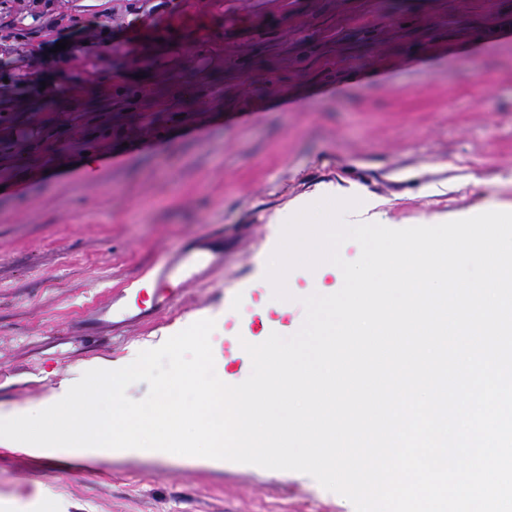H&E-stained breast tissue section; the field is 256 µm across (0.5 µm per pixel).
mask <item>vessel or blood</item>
<instances>
[{
	"label": "vessel or blood",
	"instance_id": "b4317fda",
	"mask_svg": "<svg viewBox=\"0 0 512 512\" xmlns=\"http://www.w3.org/2000/svg\"><path fill=\"white\" fill-rule=\"evenodd\" d=\"M215 263L214 253L208 244L184 250L159 267L151 288L145 289L136 283L131 289H119L111 295L109 304L103 306L102 311L112 313L114 304H121L124 313L120 323L124 326L133 321L128 314L129 309H137L143 315L158 314L180 299L182 285L199 281Z\"/></svg>",
	"mask_w": 512,
	"mask_h": 512
}]
</instances>
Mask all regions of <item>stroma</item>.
<instances>
[{
    "instance_id": "1",
    "label": "stroma",
    "mask_w": 512,
    "mask_h": 512,
    "mask_svg": "<svg viewBox=\"0 0 512 512\" xmlns=\"http://www.w3.org/2000/svg\"><path fill=\"white\" fill-rule=\"evenodd\" d=\"M158 2L0 7L1 408L35 409L81 365L123 367L198 319L216 321L219 375L241 337L296 333L313 286L299 269L297 303L266 309L270 218L319 188L395 229L512 204V0ZM201 240L224 264L176 306L118 330L98 315ZM51 496L67 512H355L295 471L0 447L6 512Z\"/></svg>"
}]
</instances>
